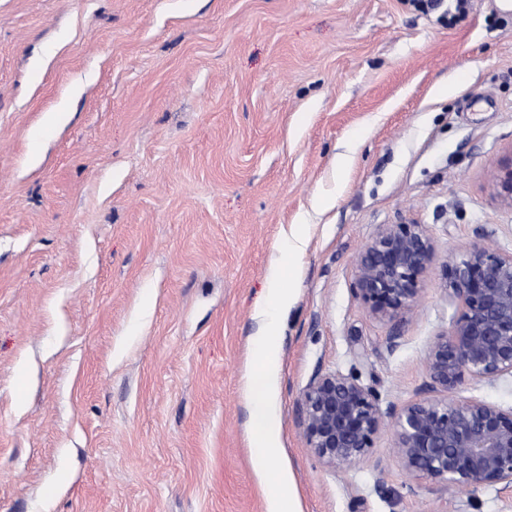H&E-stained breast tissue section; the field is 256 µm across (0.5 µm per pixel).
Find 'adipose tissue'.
Listing matches in <instances>:
<instances>
[{
  "instance_id": "adipose-tissue-1",
  "label": "adipose tissue",
  "mask_w": 512,
  "mask_h": 512,
  "mask_svg": "<svg viewBox=\"0 0 512 512\" xmlns=\"http://www.w3.org/2000/svg\"><path fill=\"white\" fill-rule=\"evenodd\" d=\"M267 278V298L258 315L259 330L253 338L259 363L248 366L244 381V395L249 410L247 436L253 467L264 482L268 512H293L294 506L282 490L284 477L271 469L280 429L273 403L275 360L280 348V317L293 301L291 290L282 285L281 258L271 261Z\"/></svg>"
}]
</instances>
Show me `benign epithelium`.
I'll list each match as a JSON object with an SVG mask.
<instances>
[{"instance_id":"benign-epithelium-1","label":"benign epithelium","mask_w":512,"mask_h":512,"mask_svg":"<svg viewBox=\"0 0 512 512\" xmlns=\"http://www.w3.org/2000/svg\"><path fill=\"white\" fill-rule=\"evenodd\" d=\"M495 191L512 207V156L499 168ZM434 256L424 225L385 224L358 255L356 294L377 318L399 319L420 300ZM445 267L460 314L429 343L425 364L435 395L397 414L392 451L409 474L447 488L512 487V409L447 395L466 378L512 376V254L476 243ZM300 406L308 446L337 470L361 461L385 416L358 375L339 371L316 373Z\"/></svg>"}]
</instances>
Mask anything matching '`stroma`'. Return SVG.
Returning a JSON list of instances; mask_svg holds the SVG:
<instances>
[{
  "mask_svg": "<svg viewBox=\"0 0 512 512\" xmlns=\"http://www.w3.org/2000/svg\"><path fill=\"white\" fill-rule=\"evenodd\" d=\"M411 0H0V512H267L243 377L285 231L294 300L272 461L299 512H437L383 425L340 472L309 448L316 372L382 409L429 396L458 317L449 252H512V11ZM66 116L43 120L60 103ZM384 224L436 259L399 323L354 291ZM152 298L151 311L142 302ZM512 408V377L454 391ZM512 512V488L456 495ZM495 191L502 204L512 207V155L499 168L495 178Z\"/></svg>",
  "mask_w": 512,
  "mask_h": 512,
  "instance_id": "stroma-1",
  "label": "stroma"
}]
</instances>
